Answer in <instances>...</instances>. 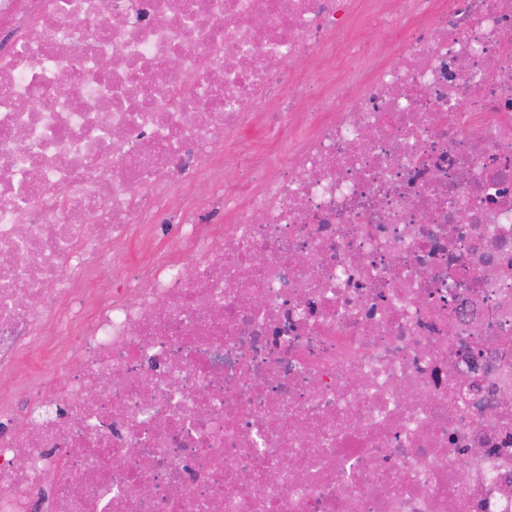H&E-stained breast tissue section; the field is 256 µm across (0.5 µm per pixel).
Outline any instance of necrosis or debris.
<instances>
[{
	"label": "necrosis or debris",
	"instance_id": "obj_1",
	"mask_svg": "<svg viewBox=\"0 0 512 512\" xmlns=\"http://www.w3.org/2000/svg\"><path fill=\"white\" fill-rule=\"evenodd\" d=\"M20 410L0 512H512V0H0ZM408 33V29L405 28L385 29L363 24L356 28L354 37L370 43L379 56L387 58L391 48L403 43L408 38Z\"/></svg>",
	"mask_w": 512,
	"mask_h": 512
}]
</instances>
